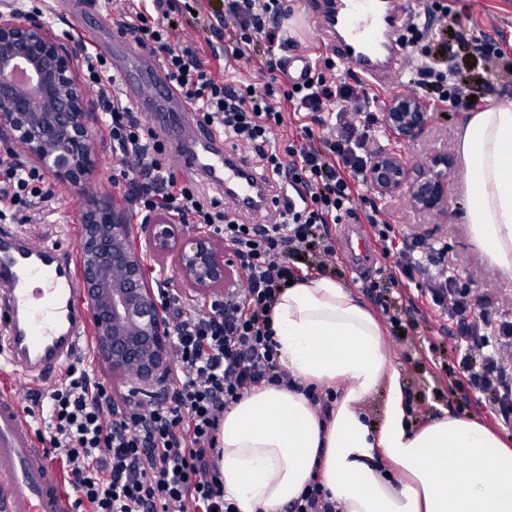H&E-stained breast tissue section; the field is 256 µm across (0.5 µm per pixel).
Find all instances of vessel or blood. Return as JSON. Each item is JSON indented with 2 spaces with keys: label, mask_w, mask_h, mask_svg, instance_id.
<instances>
[{
  "label": "vessel or blood",
  "mask_w": 512,
  "mask_h": 512,
  "mask_svg": "<svg viewBox=\"0 0 512 512\" xmlns=\"http://www.w3.org/2000/svg\"><path fill=\"white\" fill-rule=\"evenodd\" d=\"M52 15L93 53L109 54L110 76L182 173L230 192L239 212L255 216L262 179L236 147L202 124L156 57L133 48L111 14L89 0H54ZM416 0H304L309 21L339 62L380 91L409 60L402 34ZM76 241L36 240L0 226V362L28 383H51L82 348H93L91 311L79 292ZM0 512H72L71 495L50 464L18 397L0 392Z\"/></svg>",
  "instance_id": "vessel-or-blood-1"
}]
</instances>
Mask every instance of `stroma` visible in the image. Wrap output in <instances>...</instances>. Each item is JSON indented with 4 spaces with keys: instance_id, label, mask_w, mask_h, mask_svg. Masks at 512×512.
Segmentation results:
<instances>
[{
    "instance_id": "stroma-1",
    "label": "stroma",
    "mask_w": 512,
    "mask_h": 512,
    "mask_svg": "<svg viewBox=\"0 0 512 512\" xmlns=\"http://www.w3.org/2000/svg\"><path fill=\"white\" fill-rule=\"evenodd\" d=\"M435 3L456 17L459 26L451 31L438 28L429 42L432 51L449 48L455 66L472 71L473 77L466 88L469 94L482 98L486 106L512 102V55L497 62L494 77H484L486 61L476 58L471 44L462 38L467 31L474 37L512 43V0H421L425 7ZM467 120L464 112H435L428 134L400 146L406 160L413 165L424 164L438 152L452 157L447 222L440 224L419 213L404 197L382 201L381 216L392 226L397 240L417 237L447 243L448 254L455 259L462 280L476 285L481 303L512 320V279L503 277L474 243L470 226L463 218L468 196L466 169L459 147ZM94 147L97 166L90 182L83 188L60 185V208L56 215L33 225L34 233L42 237L81 238L82 216L91 200L109 198L123 203V190L112 185L117 166L104 134L95 133ZM413 315L414 325L406 324L399 329L386 327L384 336L388 357L412 408V424L424 426L450 409L512 438V424H504L495 416L482 394L461 390L456 385L458 347L445 331L444 316L425 303L418 304Z\"/></svg>"
}]
</instances>
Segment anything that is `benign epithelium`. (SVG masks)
I'll return each mask as SVG.
<instances>
[{"label": "benign epithelium", "instance_id": "obj_1", "mask_svg": "<svg viewBox=\"0 0 512 512\" xmlns=\"http://www.w3.org/2000/svg\"><path fill=\"white\" fill-rule=\"evenodd\" d=\"M77 49L59 42L40 21L14 11L0 13V134L23 143L29 156L61 183L87 182L96 167L92 113L86 89L75 76ZM24 68L31 84L11 78ZM432 113L413 96H397L384 114L391 139L400 143L425 133ZM446 153L411 166L397 150L372 155L366 179L381 199L404 196L420 212L448 214ZM151 249L174 257L177 273L199 292L224 284L237 260L233 248L176 224H143ZM79 266L92 314L96 354L112 373L149 386L173 365L168 324L146 276L144 255L135 244L127 209L96 202L83 214Z\"/></svg>", "mask_w": 512, "mask_h": 512}]
</instances>
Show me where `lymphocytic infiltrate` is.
Returning a JSON list of instances; mask_svg holds the SVG:
<instances>
[{
  "instance_id": "obj_1",
  "label": "lymphocytic infiltrate",
  "mask_w": 512,
  "mask_h": 512,
  "mask_svg": "<svg viewBox=\"0 0 512 512\" xmlns=\"http://www.w3.org/2000/svg\"><path fill=\"white\" fill-rule=\"evenodd\" d=\"M112 6L209 127L248 150L256 173L288 186L278 191L281 202L270 224L244 222L220 200H205L152 143L141 113L105 83L103 66L86 62L103 104L101 122L121 163L113 182L126 183L137 213L161 212L224 240L239 256L244 281L214 297L204 313L184 309L177 294L163 291L174 366L161 380V401L115 399L92 369L72 364L44 393L36 434L76 505L89 512H236L215 464L224 413L253 389L295 388L276 364L271 311L289 280L330 267L336 247L327 227L345 218L368 225L384 259L379 274L385 281L406 288L416 275H428L426 301L440 311L452 308L457 318L464 385L488 395L502 419L511 420L512 388L504 384L500 352L512 344V322L474 309L472 284L460 282L435 244L394 248L389 225L364 193L375 123L362 111L371 98L366 86L337 74L330 58L324 65L333 77L311 74L298 85L277 80L282 59L257 60V41L282 50L295 45L285 0H113ZM189 13L207 34L204 44L175 41L172 16ZM425 29L421 17L411 20L417 88L433 89L443 106L470 109L466 75L438 68L421 43ZM230 58L257 63L270 80L257 86L226 79ZM57 201L54 185L38 168L11 152L0 156V218L50 211Z\"/></svg>"
}]
</instances>
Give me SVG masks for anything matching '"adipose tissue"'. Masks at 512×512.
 I'll return each mask as SVG.
<instances>
[{"mask_svg":"<svg viewBox=\"0 0 512 512\" xmlns=\"http://www.w3.org/2000/svg\"><path fill=\"white\" fill-rule=\"evenodd\" d=\"M475 242L512 278V102L472 113L461 141ZM276 354L302 385L339 386L328 415L283 387L224 414L217 469L239 512H283L319 477L340 512H512V446L451 413L412 429L383 328L336 279L294 282L272 311ZM379 428L360 409L379 385Z\"/></svg>","mask_w":512,"mask_h":512,"instance_id":"obj_1","label":"adipose tissue"}]
</instances>
